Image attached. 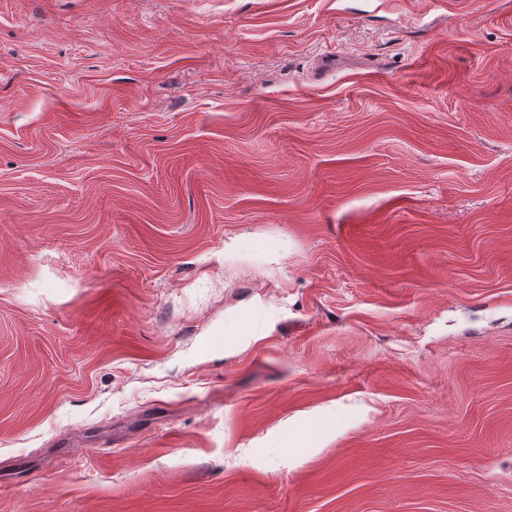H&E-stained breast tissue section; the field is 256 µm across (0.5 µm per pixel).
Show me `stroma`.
Masks as SVG:
<instances>
[{"instance_id":"obj_1","label":"stroma","mask_w":512,"mask_h":512,"mask_svg":"<svg viewBox=\"0 0 512 512\" xmlns=\"http://www.w3.org/2000/svg\"><path fill=\"white\" fill-rule=\"evenodd\" d=\"M0 512H512V0H0Z\"/></svg>"}]
</instances>
